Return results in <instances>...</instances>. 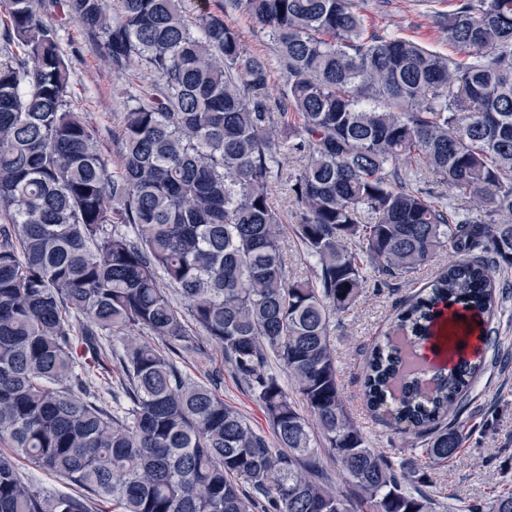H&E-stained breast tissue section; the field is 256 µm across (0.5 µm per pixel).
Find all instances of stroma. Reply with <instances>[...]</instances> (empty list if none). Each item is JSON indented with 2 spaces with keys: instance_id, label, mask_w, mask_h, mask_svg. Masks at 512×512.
Listing matches in <instances>:
<instances>
[{
  "instance_id": "35a3bbf8",
  "label": "stroma",
  "mask_w": 512,
  "mask_h": 512,
  "mask_svg": "<svg viewBox=\"0 0 512 512\" xmlns=\"http://www.w3.org/2000/svg\"><path fill=\"white\" fill-rule=\"evenodd\" d=\"M355 5L368 31L393 33L443 55L452 52L433 18L435 12L447 11V0H355ZM61 48L68 56L77 111L94 126L117 129L125 110L123 88L130 81L146 85L150 76L142 73L130 79L118 75L97 41L75 23L65 24ZM272 199L283 215L288 276L308 277L312 261L293 232V207L286 187H273ZM436 273V266L430 265L397 279L393 287L365 289L353 311L332 319L330 332L346 405L363 428L369 447L419 466L423 476L420 490L432 498L434 512H468L472 504H486L498 495L512 493V288L504 289L491 319L498 345L484 351L482 373L457 415L448 420L450 427L461 431L464 441L447 463L432 465L420 447H405L402 435L372 417L362 399V371L372 344L386 331L395 308ZM174 360L197 382L209 383L213 373H222L218 395L238 407L254 429L271 434L263 409L231 374L221 349L201 336L178 350Z\"/></svg>"
}]
</instances>
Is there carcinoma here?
Segmentation results:
<instances>
[{
    "label": "carcinoma",
    "mask_w": 512,
    "mask_h": 512,
    "mask_svg": "<svg viewBox=\"0 0 512 512\" xmlns=\"http://www.w3.org/2000/svg\"><path fill=\"white\" fill-rule=\"evenodd\" d=\"M450 2L436 21L457 58L367 31L354 0H220L193 18L185 0H0V512H91L94 499L121 512H351L315 433L371 512H431L413 492L419 470L368 447L350 416L330 322L369 285L451 253L372 348L363 396L429 461L452 457L463 435L446 420L481 358L423 372L415 355L471 321L490 345L508 287L512 0ZM236 12L275 60L244 50L224 21ZM67 22L119 72L154 77L124 88L114 174L101 131L71 108ZM428 176L448 194L421 188ZM277 183L310 279L288 277ZM456 192L471 206H453ZM199 333L274 440L178 369L172 354ZM118 348L112 409L94 372ZM20 459L82 493L35 486ZM469 512H512V493Z\"/></svg>",
    "instance_id": "carcinoma-1"
}]
</instances>
